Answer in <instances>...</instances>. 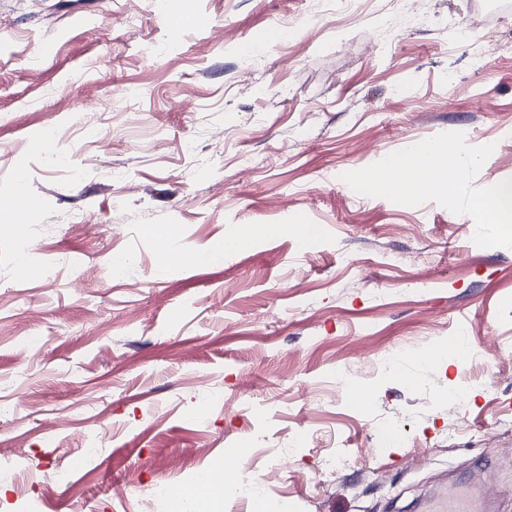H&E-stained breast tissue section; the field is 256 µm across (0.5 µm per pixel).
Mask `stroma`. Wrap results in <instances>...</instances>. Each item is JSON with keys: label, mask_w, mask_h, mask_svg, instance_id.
<instances>
[{"label": "stroma", "mask_w": 512, "mask_h": 512, "mask_svg": "<svg viewBox=\"0 0 512 512\" xmlns=\"http://www.w3.org/2000/svg\"><path fill=\"white\" fill-rule=\"evenodd\" d=\"M192 7L213 27L167 25ZM464 130L456 197L355 190L384 155ZM42 136L80 180L30 151ZM20 173L37 206L0 234V512H171L153 487L215 455L271 512H423L462 488L512 512V232L468 206L512 180L499 0H0V200ZM245 230L223 260H178ZM462 333L472 368L374 370Z\"/></svg>", "instance_id": "stroma-1"}]
</instances>
